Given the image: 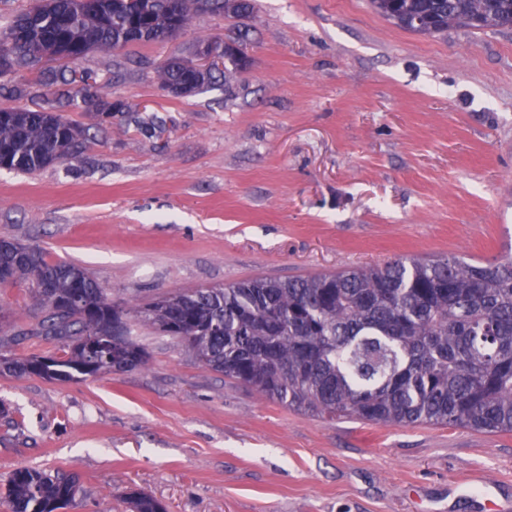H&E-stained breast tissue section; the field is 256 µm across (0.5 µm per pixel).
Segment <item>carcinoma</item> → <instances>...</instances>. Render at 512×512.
Returning <instances> with one entry per match:
<instances>
[{
	"label": "carcinoma",
	"mask_w": 512,
	"mask_h": 512,
	"mask_svg": "<svg viewBox=\"0 0 512 512\" xmlns=\"http://www.w3.org/2000/svg\"><path fill=\"white\" fill-rule=\"evenodd\" d=\"M200 0H38L0 34V75L54 57L77 65L93 48L158 43L188 21ZM238 17L250 0H207ZM399 28L436 34L451 25L512 28V0H370ZM163 89L196 93L215 69L171 57L157 67ZM81 130L41 107L0 119L6 169L33 173L71 160ZM27 281L44 308L36 334L64 356L49 374L39 357H0V373L49 381L96 378L143 366L125 310L84 268L51 262L36 246L0 239V286ZM138 321L178 340L196 359L266 399L330 420L451 425L512 432V258H405L381 266L303 278L259 277L222 287L161 294L135 310ZM92 336H105L98 348ZM76 478L30 468L12 472L8 512H65ZM132 512H166L141 492Z\"/></svg>",
	"instance_id": "cac0c4a2"
}]
</instances>
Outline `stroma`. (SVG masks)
I'll use <instances>...</instances> for the list:
<instances>
[{
  "label": "stroma",
  "mask_w": 512,
  "mask_h": 512,
  "mask_svg": "<svg viewBox=\"0 0 512 512\" xmlns=\"http://www.w3.org/2000/svg\"><path fill=\"white\" fill-rule=\"evenodd\" d=\"M169 41L91 51L93 103L45 71L0 106L56 104L77 157L0 169V238L85 267L126 310L154 295L398 258L512 256V29L403 30L369 0H252ZM248 34L231 84L177 96L159 63ZM124 111L105 117L104 102ZM30 285L0 286V355L58 356ZM139 369L86 381L0 374V486L78 478L74 512H512V432L329 421L272 402L137 325Z\"/></svg>",
  "instance_id": "stroma-1"
}]
</instances>
